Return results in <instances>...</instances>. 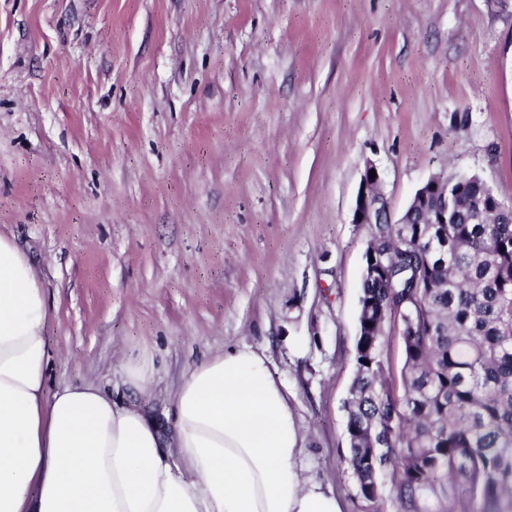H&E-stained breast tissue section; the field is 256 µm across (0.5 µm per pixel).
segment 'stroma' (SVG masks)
<instances>
[{
  "label": "stroma",
  "instance_id": "stroma-1",
  "mask_svg": "<svg viewBox=\"0 0 512 512\" xmlns=\"http://www.w3.org/2000/svg\"><path fill=\"white\" fill-rule=\"evenodd\" d=\"M432 176L512 201V0H0V233L47 298L52 389L125 402L264 349L298 463L368 512L346 463L369 228Z\"/></svg>",
  "mask_w": 512,
  "mask_h": 512
}]
</instances>
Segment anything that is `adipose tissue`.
Masks as SVG:
<instances>
[{"instance_id": "obj_1", "label": "adipose tissue", "mask_w": 512, "mask_h": 512, "mask_svg": "<svg viewBox=\"0 0 512 512\" xmlns=\"http://www.w3.org/2000/svg\"><path fill=\"white\" fill-rule=\"evenodd\" d=\"M46 318L32 263L0 235V512H342L297 466L303 436L265 351L187 371L169 446L94 384L48 392Z\"/></svg>"}]
</instances>
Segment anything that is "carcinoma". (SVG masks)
I'll list each match as a JSON object with an SVG mask.
<instances>
[{"label": "carcinoma", "instance_id": "carcinoma-1", "mask_svg": "<svg viewBox=\"0 0 512 512\" xmlns=\"http://www.w3.org/2000/svg\"><path fill=\"white\" fill-rule=\"evenodd\" d=\"M446 224H371L386 278L363 280L347 464L395 512H512V213L482 178H448ZM395 323L399 382L384 367Z\"/></svg>", "mask_w": 512, "mask_h": 512}]
</instances>
